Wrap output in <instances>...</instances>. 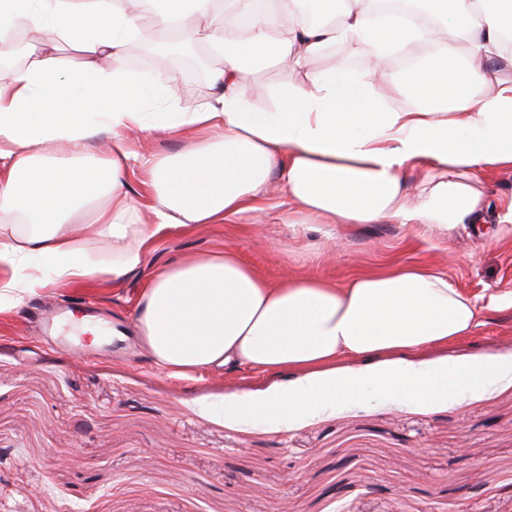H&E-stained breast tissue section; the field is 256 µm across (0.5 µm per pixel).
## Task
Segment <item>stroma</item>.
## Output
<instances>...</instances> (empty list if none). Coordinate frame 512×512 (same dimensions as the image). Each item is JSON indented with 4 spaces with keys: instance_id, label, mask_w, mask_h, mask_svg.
<instances>
[{
    "instance_id": "1",
    "label": "stroma",
    "mask_w": 512,
    "mask_h": 512,
    "mask_svg": "<svg viewBox=\"0 0 512 512\" xmlns=\"http://www.w3.org/2000/svg\"><path fill=\"white\" fill-rule=\"evenodd\" d=\"M368 50L337 43L311 61L267 66L251 79L256 111L317 74H366ZM261 223L170 228L155 236L147 264L234 248L272 279L319 275L335 283L399 262L447 275L478 298L472 335L368 359L339 358L310 375L342 382L389 376L403 364L442 371L497 356L512 360V240L471 230L418 238L392 223L294 231L272 220L284 199L272 176ZM141 278L49 281L23 305L0 299V512H512V392L463 409L375 384L336 405L295 415L288 426L264 403L290 388V369L169 375L140 341L88 364L49 347L44 317L59 308L108 327L134 324ZM238 394L248 410L229 413Z\"/></svg>"
}]
</instances>
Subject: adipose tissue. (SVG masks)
Segmentation results:
<instances>
[{"label": "adipose tissue", "mask_w": 512, "mask_h": 512, "mask_svg": "<svg viewBox=\"0 0 512 512\" xmlns=\"http://www.w3.org/2000/svg\"><path fill=\"white\" fill-rule=\"evenodd\" d=\"M152 0H0L3 41L19 26L49 28L86 57L80 76L66 70L55 46L42 47L0 78V264L12 270L0 293L22 302L42 283L119 282L145 266V246L160 229L232 224L265 210L261 191L280 172L287 212L311 224H376L387 219L414 235L445 236L480 224L483 170L512 167V82L481 63L504 59L512 36V0H425L427 10L465 41L471 64L440 50L401 78L414 100L380 107L379 87L392 54H413L429 30L391 14L373 15L372 0H272L237 37L233 20L251 0H165L156 27L223 57L211 98L192 112L177 109L173 79L138 89L124 76L138 15ZM151 10V9H150ZM321 14L322 24L309 20ZM287 31L274 39L273 31ZM370 50L363 78L314 76L292 86L275 112L253 111L248 90L256 63L319 56L332 43ZM111 90V99L101 96ZM51 112L49 121L32 116ZM185 134L175 155L138 160L126 131ZM109 155L91 156L99 134ZM425 169L411 194L408 174ZM138 168L151 196L154 223L138 224L127 182ZM88 219L109 239L112 264L85 257L73 224ZM480 306L423 267L399 266L336 286L318 277L279 281L261 275L233 249L176 259L148 273L136 324L157 368L169 374L247 368L304 371L292 388L269 399L281 420L356 393L361 381L314 383L307 371L339 357L364 358L445 343L469 335ZM386 386L422 399L466 403L478 392L512 387V363L490 360L429 371L405 364Z\"/></svg>", "instance_id": "1"}]
</instances>
